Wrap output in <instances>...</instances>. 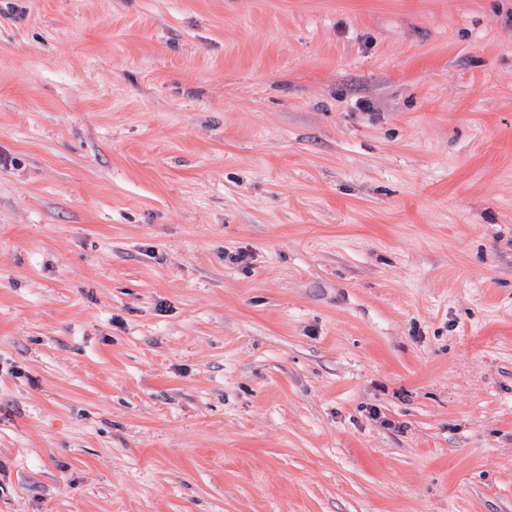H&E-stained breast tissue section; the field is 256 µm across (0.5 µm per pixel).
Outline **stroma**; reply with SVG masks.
<instances>
[{"mask_svg":"<svg viewBox=\"0 0 512 512\" xmlns=\"http://www.w3.org/2000/svg\"><path fill=\"white\" fill-rule=\"evenodd\" d=\"M0 512H512V0H0Z\"/></svg>","mask_w":512,"mask_h":512,"instance_id":"35a3bbf8","label":"stroma"}]
</instances>
